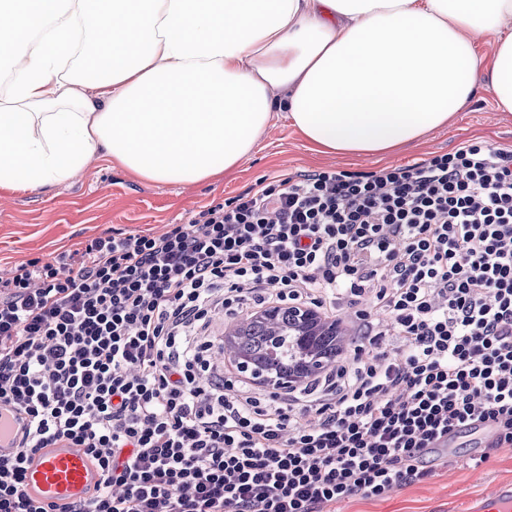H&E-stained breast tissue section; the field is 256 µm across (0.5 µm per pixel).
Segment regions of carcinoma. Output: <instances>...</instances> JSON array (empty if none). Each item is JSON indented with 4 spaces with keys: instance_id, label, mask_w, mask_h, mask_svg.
<instances>
[{
    "instance_id": "carcinoma-1",
    "label": "carcinoma",
    "mask_w": 512,
    "mask_h": 512,
    "mask_svg": "<svg viewBox=\"0 0 512 512\" xmlns=\"http://www.w3.org/2000/svg\"><path fill=\"white\" fill-rule=\"evenodd\" d=\"M231 358L253 366L257 376H308L336 363L343 347L332 337L299 335L294 316L283 309L275 318H257L230 342Z\"/></svg>"
}]
</instances>
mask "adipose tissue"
Segmentation results:
<instances>
[{"mask_svg":"<svg viewBox=\"0 0 512 512\" xmlns=\"http://www.w3.org/2000/svg\"><path fill=\"white\" fill-rule=\"evenodd\" d=\"M0 51L17 65L0 96L9 192L96 154L146 183L217 180L277 112L314 153L380 158L477 93L512 112V0H0Z\"/></svg>","mask_w":512,"mask_h":512,"instance_id":"obj_1","label":"adipose tissue"}]
</instances>
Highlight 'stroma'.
Here are the masks:
<instances>
[{"label": "stroma", "instance_id": "1", "mask_svg": "<svg viewBox=\"0 0 512 512\" xmlns=\"http://www.w3.org/2000/svg\"><path fill=\"white\" fill-rule=\"evenodd\" d=\"M493 108L491 97L479 94L465 112L458 114L452 127L429 132L418 145L380 161L317 156L279 113L253 154L233 175L218 182L144 183L96 157L66 184L20 191L0 203V271L28 259H48L75 250L104 234H162L168 225L188 223L208 205L224 202L281 174L312 170L368 173L452 152L473 139L491 146L512 145V115L494 117ZM478 451L470 436L460 435L448 451L447 466L432 476L396 488L380 499H352L340 510L463 512L469 500L491 486L512 482V446L491 449L489 460L481 465H462L463 457Z\"/></svg>", "mask_w": 512, "mask_h": 512}]
</instances>
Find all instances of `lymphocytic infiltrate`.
Here are the masks:
<instances>
[{
    "label": "lymphocytic infiltrate",
    "instance_id": "f902f5d3",
    "mask_svg": "<svg viewBox=\"0 0 512 512\" xmlns=\"http://www.w3.org/2000/svg\"><path fill=\"white\" fill-rule=\"evenodd\" d=\"M274 303L352 310L343 357L281 391L224 360L225 323ZM0 404L28 419L0 512H56L22 484L60 439L103 474L64 512H336L447 464L442 438L474 422L495 427L484 463L512 444V148L302 171L19 265L0 276Z\"/></svg>",
    "mask_w": 512,
    "mask_h": 512
}]
</instances>
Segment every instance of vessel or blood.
I'll list each match as a JSON object with an SVG mask.
<instances>
[{"mask_svg": "<svg viewBox=\"0 0 512 512\" xmlns=\"http://www.w3.org/2000/svg\"><path fill=\"white\" fill-rule=\"evenodd\" d=\"M28 422L15 408L0 407V458L18 451L19 439ZM102 480L101 471L87 449L62 441L42 449L25 464L24 490L35 501L67 506L89 498ZM469 512H512V484L493 485L469 506Z\"/></svg>", "mask_w": 512, "mask_h": 512, "instance_id": "b4317fda", "label": "vessel or blood"}]
</instances>
